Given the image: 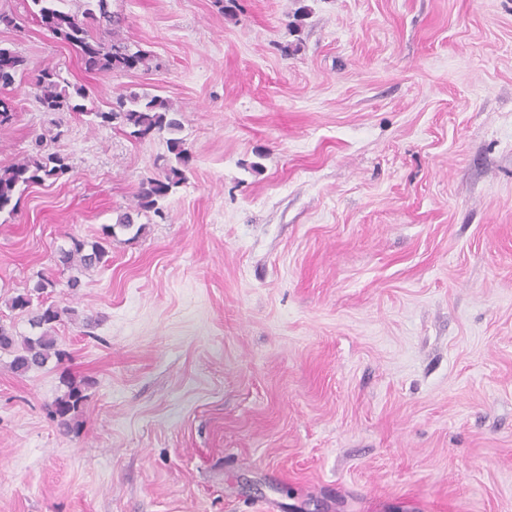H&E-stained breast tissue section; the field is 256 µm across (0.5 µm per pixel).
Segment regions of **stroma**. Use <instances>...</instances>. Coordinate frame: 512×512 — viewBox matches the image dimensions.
I'll use <instances>...</instances> for the list:
<instances>
[{
    "label": "stroma",
    "mask_w": 512,
    "mask_h": 512,
    "mask_svg": "<svg viewBox=\"0 0 512 512\" xmlns=\"http://www.w3.org/2000/svg\"><path fill=\"white\" fill-rule=\"evenodd\" d=\"M151 68L86 70L0 0V166L53 68L109 111L147 92L194 160L141 235L160 136L65 114L69 172L0 213V323L57 282L64 361L0 352V512H512V0H110ZM90 386L77 434L49 415ZM2 62H7L10 67V73L7 76H2L0 69V85L6 87L15 81L18 73L24 72L25 60L11 48L0 45V67ZM134 224L135 220L132 214L125 212L120 215L115 225L128 230L131 229ZM115 225L106 226L103 229V237L99 238L97 241L89 243L84 240L73 239L70 249L60 252L58 257L59 263L72 273H76L68 280V288L72 290L77 288L80 283L79 275H82L85 271L102 263L107 253L104 243H107V240L114 236Z\"/></svg>",
    "instance_id": "1"
}]
</instances>
